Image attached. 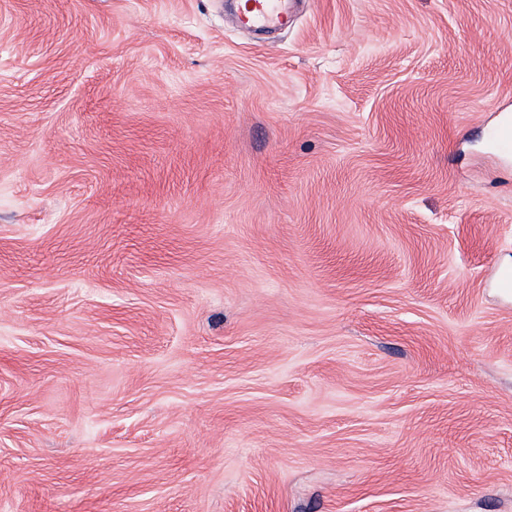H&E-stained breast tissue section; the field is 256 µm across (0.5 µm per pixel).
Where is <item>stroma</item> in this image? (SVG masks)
<instances>
[{
	"mask_svg": "<svg viewBox=\"0 0 512 512\" xmlns=\"http://www.w3.org/2000/svg\"><path fill=\"white\" fill-rule=\"evenodd\" d=\"M512 0H0V512H512ZM294 0H246L240 4L237 22L241 28H281L291 22L290 5Z\"/></svg>",
	"mask_w": 512,
	"mask_h": 512,
	"instance_id": "1",
	"label": "stroma"
}]
</instances>
